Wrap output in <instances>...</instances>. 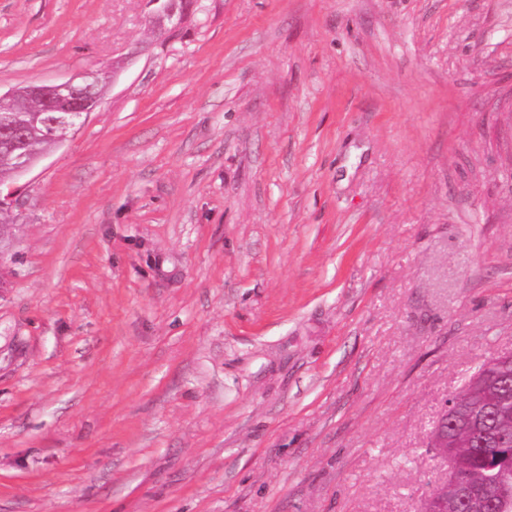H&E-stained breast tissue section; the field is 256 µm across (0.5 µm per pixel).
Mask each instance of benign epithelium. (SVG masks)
Masks as SVG:
<instances>
[{
    "label": "benign epithelium",
    "mask_w": 512,
    "mask_h": 512,
    "mask_svg": "<svg viewBox=\"0 0 512 512\" xmlns=\"http://www.w3.org/2000/svg\"><path fill=\"white\" fill-rule=\"evenodd\" d=\"M157 5L153 16L155 24L178 25L184 15L183 0H149ZM109 82V73L100 70H86L67 79L42 84H30L21 91L8 92L12 112H29L40 117L45 112H58L62 117L50 123L53 127L51 138L60 145L68 139L69 131L77 120L95 111L102 96L103 86ZM26 134L15 130L6 134L0 126V151L16 155L15 173L20 178L29 173L40 161L24 149ZM465 416L472 422L481 415L468 404L460 401L443 402L434 429L430 433L429 448L434 457L448 460V421ZM486 512L488 509L499 512L503 503L488 490L474 487L468 476L454 472L445 482L429 488L424 497L421 512Z\"/></svg>",
    "instance_id": "7a95c632"
}]
</instances>
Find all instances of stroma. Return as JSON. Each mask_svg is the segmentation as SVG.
Returning a JSON list of instances; mask_svg holds the SVG:
<instances>
[{"label":"stroma","instance_id":"35a3bbf8","mask_svg":"<svg viewBox=\"0 0 512 512\" xmlns=\"http://www.w3.org/2000/svg\"><path fill=\"white\" fill-rule=\"evenodd\" d=\"M110 70L0 237V512H420L512 350V0H0ZM149 2L158 5L153 16L158 27L165 28L168 23L174 28L182 21L184 15L182 0H149Z\"/></svg>","mask_w":512,"mask_h":512}]
</instances>
